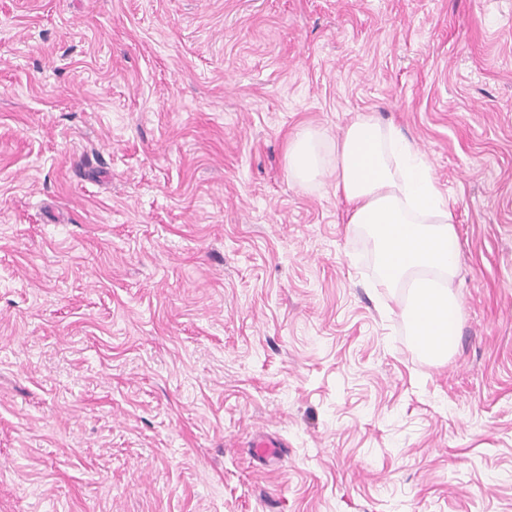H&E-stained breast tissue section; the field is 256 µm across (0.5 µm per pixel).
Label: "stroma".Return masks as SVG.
<instances>
[{
	"instance_id": "35a3bbf8",
	"label": "stroma",
	"mask_w": 512,
	"mask_h": 512,
	"mask_svg": "<svg viewBox=\"0 0 512 512\" xmlns=\"http://www.w3.org/2000/svg\"><path fill=\"white\" fill-rule=\"evenodd\" d=\"M368 113L454 214L441 364L288 176ZM0 512H512V0H0Z\"/></svg>"
}]
</instances>
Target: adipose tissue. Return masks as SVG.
<instances>
[{
	"label": "adipose tissue",
	"instance_id": "obj_1",
	"mask_svg": "<svg viewBox=\"0 0 512 512\" xmlns=\"http://www.w3.org/2000/svg\"><path fill=\"white\" fill-rule=\"evenodd\" d=\"M289 177L314 187L331 173L347 221L373 245L377 281L400 293L408 335L424 355L447 357L459 333L458 235L448 198L430 165L396 128L365 114L335 139L297 133L285 154Z\"/></svg>",
	"mask_w": 512,
	"mask_h": 512
}]
</instances>
